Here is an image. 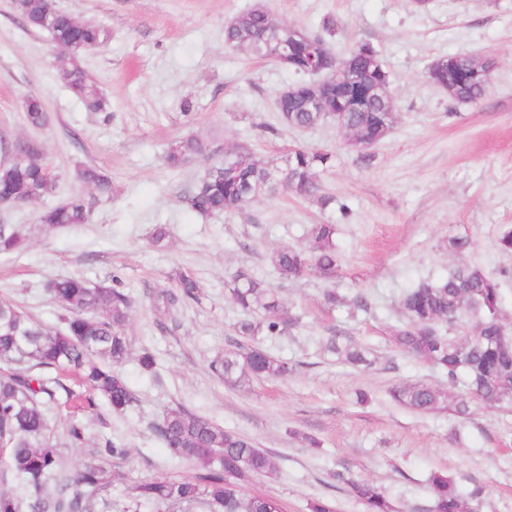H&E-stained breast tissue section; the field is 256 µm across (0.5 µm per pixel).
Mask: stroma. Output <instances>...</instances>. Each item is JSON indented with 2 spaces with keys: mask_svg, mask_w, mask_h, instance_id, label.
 <instances>
[{
  "mask_svg": "<svg viewBox=\"0 0 512 512\" xmlns=\"http://www.w3.org/2000/svg\"><path fill=\"white\" fill-rule=\"evenodd\" d=\"M283 23L319 31L325 16L337 30L330 48L344 54L371 42L390 74L397 113L392 134L368 148L361 161L335 126L284 129L277 125V97L298 80L274 63L224 45V24L255 2ZM77 20L104 26L108 44L87 53L82 64L110 103L89 112L55 79L65 53L48 33L29 30L14 8L0 0V137L33 139L59 175L48 198L0 207V225L27 238L21 251L0 255V296L13 298L49 329L62 311L47 292L50 280L79 277L98 283L119 276L134 305L126 334L132 357L121 372L137 397L128 413L106 404L84 414L85 441L64 448L67 464L88 459L101 438L122 443L125 459L112 464V489L94 512H133L129 492L156 476L194 474L173 459L151 425L180 405L251 439L270 454L274 475L252 477L249 496L276 501L281 512H309L325 499L337 512H365L344 471L384 491L397 512H429L428 478L442 471L460 491L481 489V512H512V403L472 404L461 419L448 411L422 414L391 401L392 387L422 382L447 389L437 369L400 352L392 334L404 322L403 292L424 278L446 277L450 268L476 265L498 278L502 321L512 327V253L498 248L512 228V0H57ZM491 56L497 61L491 89L479 102L458 104L426 78L440 56ZM43 98L45 127L27 125L21 105ZM191 100V114L181 110ZM194 136L204 155L168 168L164 153L173 140ZM271 165L292 148L325 149L336 156L323 172L324 190L337 209L320 210L308 200L279 193L242 210L205 217L186 210L182 196L239 148ZM93 165L112 179V195L98 197L74 181L77 167ZM82 193L92 217L69 230L38 221L45 207ZM336 224L341 292L363 293L368 307L328 308L324 281L309 275L280 279L267 262L277 248L306 244L309 225ZM170 235L154 246L155 225ZM469 237V249L449 253V236ZM276 288L300 324L283 336H237L242 311L227 292L238 268ZM187 270L202 288L198 304L179 303L157 312L158 291L172 289V274ZM369 348L376 364L353 368L324 348L331 334ZM260 347L291 366L287 378L254 379L232 386L217 378L210 362L239 345ZM157 360L155 375L143 373L142 350ZM369 400L356 401L357 391ZM316 437L307 447L300 435Z\"/></svg>",
  "mask_w": 512,
  "mask_h": 512,
  "instance_id": "stroma-1",
  "label": "stroma"
}]
</instances>
